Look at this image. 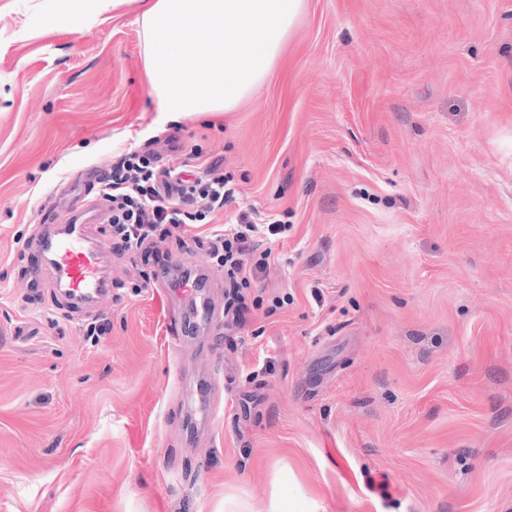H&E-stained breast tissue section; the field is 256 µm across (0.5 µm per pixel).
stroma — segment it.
I'll return each instance as SVG.
<instances>
[{"label": "stroma", "instance_id": "stroma-1", "mask_svg": "<svg viewBox=\"0 0 512 512\" xmlns=\"http://www.w3.org/2000/svg\"><path fill=\"white\" fill-rule=\"evenodd\" d=\"M0 0V512H512V0H305L229 112H159L135 0ZM196 152L238 190L78 305L34 241L88 167ZM285 224L225 324L215 230ZM57 8L49 16L51 24L82 33L87 29L88 19L81 0H56Z\"/></svg>", "mask_w": 512, "mask_h": 512}]
</instances>
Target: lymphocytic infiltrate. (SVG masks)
Returning <instances> with one entry per match:
<instances>
[{"instance_id":"lymphocytic-infiltrate-1","label":"lymphocytic infiltrate","mask_w":512,"mask_h":512,"mask_svg":"<svg viewBox=\"0 0 512 512\" xmlns=\"http://www.w3.org/2000/svg\"><path fill=\"white\" fill-rule=\"evenodd\" d=\"M107 202L106 223L112 226L116 254L127 252L157 256L158 241L172 236L203 215L223 210L235 200L232 181L215 166L192 163H159L155 154L119 156L100 178ZM282 225L259 224L249 214L225 225L214 236V254L230 281L247 280L270 265L271 250L261 249L263 237L280 234Z\"/></svg>"}]
</instances>
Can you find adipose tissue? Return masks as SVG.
I'll list each match as a JSON object with an SVG mask.
<instances>
[{
	"label": "adipose tissue",
	"mask_w": 512,
	"mask_h": 512,
	"mask_svg": "<svg viewBox=\"0 0 512 512\" xmlns=\"http://www.w3.org/2000/svg\"><path fill=\"white\" fill-rule=\"evenodd\" d=\"M144 70L159 111L228 112L266 81L304 0H143Z\"/></svg>",
	"instance_id": "ef3b65f1"
}]
</instances>
